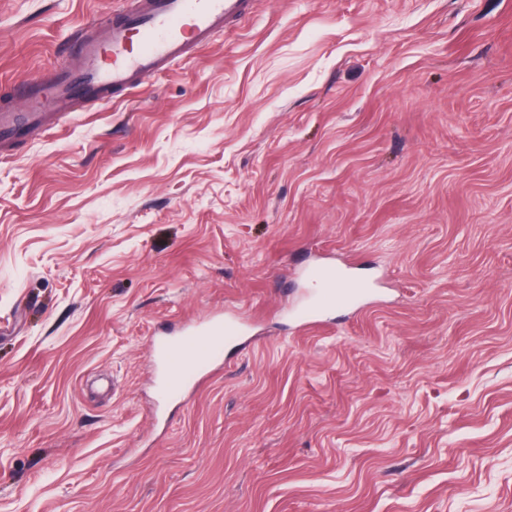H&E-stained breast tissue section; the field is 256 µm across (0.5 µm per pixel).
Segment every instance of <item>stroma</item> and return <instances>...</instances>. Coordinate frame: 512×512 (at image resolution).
Masks as SVG:
<instances>
[{"mask_svg":"<svg viewBox=\"0 0 512 512\" xmlns=\"http://www.w3.org/2000/svg\"><path fill=\"white\" fill-rule=\"evenodd\" d=\"M126 3L0 0V108ZM0 512H512V0H261L0 157ZM307 276L318 286V295L315 303L303 307L298 313V320L305 328L316 325L324 312L355 306L369 292L362 283L350 279L333 266H311ZM250 323L243 318L215 319L202 326L188 327L182 336L153 342L151 351L165 366L161 393L167 398L180 397L198 377L223 355L224 344L249 334Z\"/></svg>","mask_w":512,"mask_h":512,"instance_id":"1","label":"stroma"}]
</instances>
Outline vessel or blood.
I'll return each instance as SVG.
<instances>
[{
    "label": "vessel or blood",
    "instance_id": "obj_1",
    "mask_svg": "<svg viewBox=\"0 0 512 512\" xmlns=\"http://www.w3.org/2000/svg\"><path fill=\"white\" fill-rule=\"evenodd\" d=\"M257 7L258 0H142L139 8L113 21L106 42L83 40L77 70L61 72L51 88L53 111H44L33 96L0 112V151H8L28 127L59 120L76 97L98 99L160 74L182 60L190 47L208 43L230 24L249 19ZM307 276L318 291L316 302L298 313L306 328L316 325L324 312L355 306L366 293L362 283L332 266H311ZM249 330L245 319L218 318L152 344V353L165 366L162 395L180 397L221 359L225 344L242 339Z\"/></svg>",
    "mask_w": 512,
    "mask_h": 512
}]
</instances>
